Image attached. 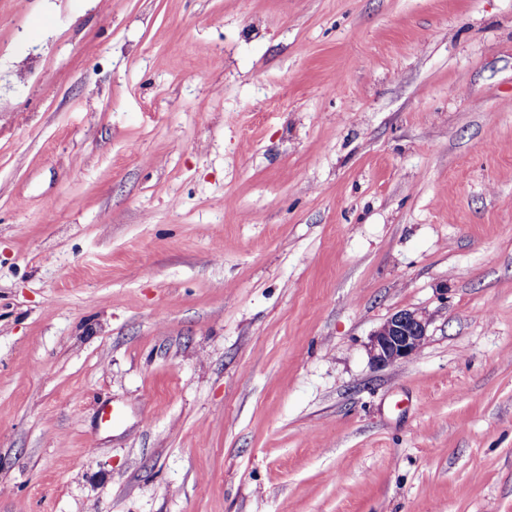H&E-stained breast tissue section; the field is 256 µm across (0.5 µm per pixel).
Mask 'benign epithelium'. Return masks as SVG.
I'll list each match as a JSON object with an SVG mask.
<instances>
[{
	"instance_id": "obj_1",
	"label": "benign epithelium",
	"mask_w": 512,
	"mask_h": 512,
	"mask_svg": "<svg viewBox=\"0 0 512 512\" xmlns=\"http://www.w3.org/2000/svg\"><path fill=\"white\" fill-rule=\"evenodd\" d=\"M430 323V315L420 310H401L388 317L372 334V365L383 368L414 357L427 341Z\"/></svg>"
}]
</instances>
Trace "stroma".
Here are the masks:
<instances>
[{
    "mask_svg": "<svg viewBox=\"0 0 512 512\" xmlns=\"http://www.w3.org/2000/svg\"><path fill=\"white\" fill-rule=\"evenodd\" d=\"M0 512H512V0H0ZM431 321L430 315L420 310H401L388 317L372 334V365L383 368L414 357L427 341Z\"/></svg>",
    "mask_w": 512,
    "mask_h": 512,
    "instance_id": "35a3bbf8",
    "label": "stroma"
}]
</instances>
